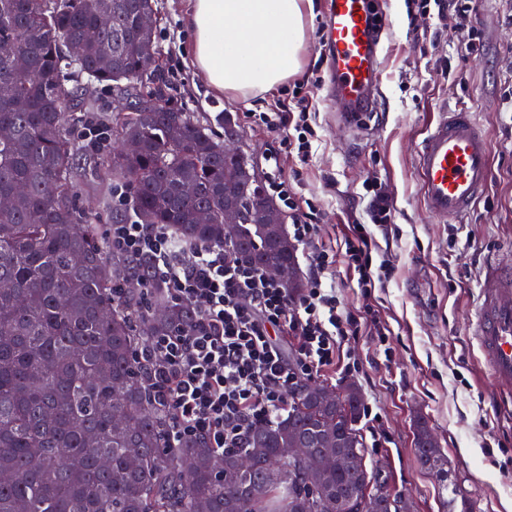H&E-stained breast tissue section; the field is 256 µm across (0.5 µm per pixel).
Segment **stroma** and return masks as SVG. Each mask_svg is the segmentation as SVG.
I'll return each instance as SVG.
<instances>
[{"instance_id": "obj_1", "label": "stroma", "mask_w": 512, "mask_h": 512, "mask_svg": "<svg viewBox=\"0 0 512 512\" xmlns=\"http://www.w3.org/2000/svg\"><path fill=\"white\" fill-rule=\"evenodd\" d=\"M192 2L156 0L155 41L172 104L216 133L235 125L239 149L261 183L269 181L266 157L279 154L294 191L315 208L319 243L340 247L348 225L364 222V182H381L395 203L394 224L375 234L374 258L390 262V278L367 297L345 269L335 279L341 310L372 311L389 334L383 341L369 330L349 337L343 364L318 375L360 389L367 464L385 465L391 489L408 496L413 512H512V394L493 392L472 334L479 276L489 261L512 254V130L500 110L504 91L512 90V0H476L471 21L485 39L476 56L458 55L454 16L441 21L440 38L424 40L418 32L428 19H409L407 0H384L389 25L375 104L350 128L327 104L329 0H313L305 15L300 70L247 97L214 92L193 67L186 24ZM448 64L457 77L442 76ZM314 72L321 80L312 85L306 78ZM296 90L313 103L312 151L304 163L254 121ZM463 104L474 107L489 135L493 178L466 218L437 223L415 180V147L441 112ZM108 154L80 144L73 167L79 205L102 231L117 210L111 181L98 175ZM421 424L438 439V467L418 460Z\"/></svg>"}]
</instances>
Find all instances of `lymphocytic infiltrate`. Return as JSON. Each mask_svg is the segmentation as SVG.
Listing matches in <instances>:
<instances>
[{"mask_svg": "<svg viewBox=\"0 0 512 512\" xmlns=\"http://www.w3.org/2000/svg\"><path fill=\"white\" fill-rule=\"evenodd\" d=\"M473 0H408L409 16L453 15L454 40L466 54L483 48L481 32L471 22ZM298 113H262L261 123L280 132L300 161L311 151L307 124L310 109L298 98ZM269 188L288 209L293 241L312 244L318 226L313 212L288 187L280 158L271 155ZM368 197L367 221L352 224L345 237V261L357 276L361 290L388 279L387 263H374V230L393 223L392 199L376 183L364 186ZM110 252L152 262V279L170 300L190 304L198 313L191 328L150 337L141 358L157 386L159 397L173 415L172 444L195 435L206 437L216 452L242 448L256 424L277 420L291 407L290 393L298 380L335 366L345 339L362 329L386 330L374 319L341 312L335 288L336 253L320 249L316 269L306 291L293 296L263 272L234 258L226 248L206 243L179 245L166 224L127 221L110 225L106 234ZM295 337L292 359H285L273 341L274 333Z\"/></svg>", "mask_w": 512, "mask_h": 512, "instance_id": "f902f5d3", "label": "lymphocytic infiltrate"}]
</instances>
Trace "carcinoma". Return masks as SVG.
I'll list each match as a JSON object with an SVG mask.
<instances>
[{
    "mask_svg": "<svg viewBox=\"0 0 512 512\" xmlns=\"http://www.w3.org/2000/svg\"><path fill=\"white\" fill-rule=\"evenodd\" d=\"M102 0H0V512H313L303 469L288 456V432L315 451L366 453L351 438L362 403L324 410L300 382L288 414L252 430L247 474L224 480L201 437L170 446L172 416L156 395L139 353L151 336L189 326L196 313L168 299L127 261L108 263L93 218L78 205L73 179L75 125L90 105L76 88L128 81L135 111L112 128L136 139L133 154L107 158L103 175L125 190L140 224H168L186 241L233 248L265 269L295 262L272 232L239 224L224 237V201L232 161L224 140L191 112H175L165 85H133L161 67L143 43L140 17L155 0H112V24L94 40ZM27 66L14 65L15 54ZM185 184L195 187L185 196ZM207 211L209 224L198 223ZM165 309L160 321L152 306ZM93 437L88 442L87 437ZM341 443L342 448L334 445ZM107 458L103 468L99 460ZM345 499L354 478L331 474Z\"/></svg>",
    "mask_w": 512,
    "mask_h": 512,
    "instance_id": "carcinoma-1",
    "label": "carcinoma"
}]
</instances>
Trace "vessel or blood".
Returning <instances> with one entry per match:
<instances>
[{
    "label": "vessel or blood",
    "instance_id": "b4317fda",
    "mask_svg": "<svg viewBox=\"0 0 512 512\" xmlns=\"http://www.w3.org/2000/svg\"><path fill=\"white\" fill-rule=\"evenodd\" d=\"M370 0H331L326 16L329 83L344 123L368 109L366 88L378 74L380 44ZM416 177L436 219L460 221L491 179L489 143L475 112L442 113L416 147ZM474 335L495 385L512 392V266L491 263L479 279Z\"/></svg>",
    "mask_w": 512,
    "mask_h": 512
}]
</instances>
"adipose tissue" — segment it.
<instances>
[{
    "mask_svg": "<svg viewBox=\"0 0 512 512\" xmlns=\"http://www.w3.org/2000/svg\"><path fill=\"white\" fill-rule=\"evenodd\" d=\"M311 0H193V66L216 92L256 95L300 68Z\"/></svg>",
    "mask_w": 512,
    "mask_h": 512,
    "instance_id": "obj_1",
    "label": "adipose tissue"
}]
</instances>
